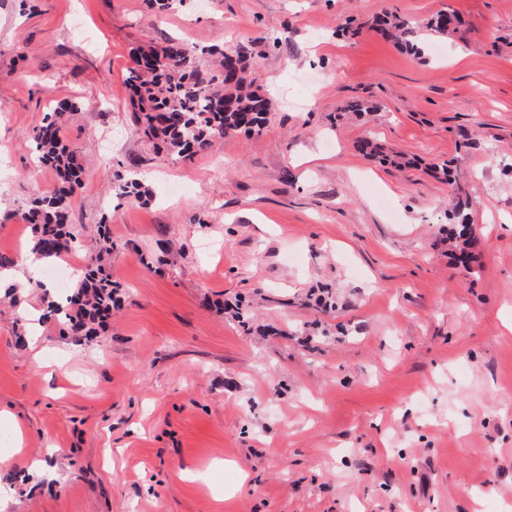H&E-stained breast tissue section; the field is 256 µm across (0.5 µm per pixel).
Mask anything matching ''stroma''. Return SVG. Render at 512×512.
Here are the masks:
<instances>
[{"label":"stroma","instance_id":"obj_1","mask_svg":"<svg viewBox=\"0 0 512 512\" xmlns=\"http://www.w3.org/2000/svg\"><path fill=\"white\" fill-rule=\"evenodd\" d=\"M422 57L347 23L441 13ZM251 47L273 108L176 158L136 124L137 47ZM378 111H348L355 100ZM78 106L68 257L100 222L118 285L93 341L45 318L16 213L51 191L32 129ZM372 136L416 167L359 152ZM452 162L473 244L448 247ZM136 170L139 203L111 188ZM0 512H512V0H0ZM245 308L248 322L236 316Z\"/></svg>","mask_w":512,"mask_h":512}]
</instances>
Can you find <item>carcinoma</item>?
I'll use <instances>...</instances> for the list:
<instances>
[{"label":"carcinoma","mask_w":512,"mask_h":512,"mask_svg":"<svg viewBox=\"0 0 512 512\" xmlns=\"http://www.w3.org/2000/svg\"><path fill=\"white\" fill-rule=\"evenodd\" d=\"M449 19V14H439L424 28L446 37L451 31ZM376 31L414 55H422L427 49L416 28L395 15L379 20ZM216 53L219 60L207 69L199 67L196 53L178 39L142 46L135 53L136 67L128 77L135 94V119L147 138L161 140L170 152L184 159L211 149L216 141L238 131L260 133L269 120L271 101L250 79L251 48L240 43ZM62 116L60 111L47 114L33 128L32 135L39 162L54 171L59 188L33 198L20 212L34 230L32 254L47 262L60 258L79 240L75 225L69 222V206L81 186L83 166L79 148L63 142L58 135ZM115 178L113 191L117 195L133 200L145 198L137 178L119 174ZM468 206L469 201L459 197L451 210L452 220L461 226L455 240L463 264L468 259L469 239L464 237V210ZM98 236L100 247L89 254L79 284L80 303L66 313L71 331L87 340L100 328L98 313L110 308L116 294L112 281L100 276L97 267L101 254L112 250L108 224H99Z\"/></svg>","instance_id":"1"}]
</instances>
